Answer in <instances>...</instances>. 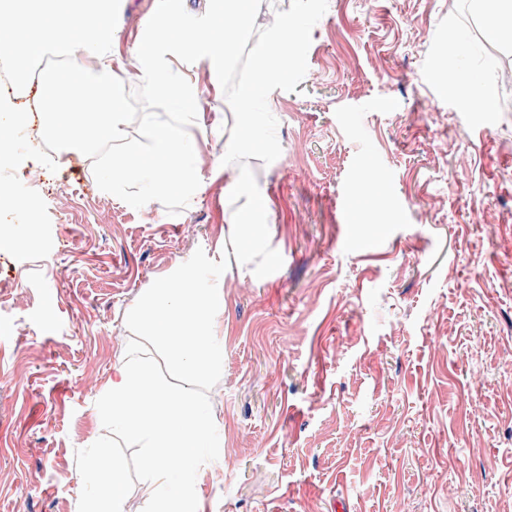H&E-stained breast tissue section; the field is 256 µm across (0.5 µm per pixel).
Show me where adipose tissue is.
Wrapping results in <instances>:
<instances>
[{
  "label": "adipose tissue",
  "instance_id": "obj_1",
  "mask_svg": "<svg viewBox=\"0 0 512 512\" xmlns=\"http://www.w3.org/2000/svg\"><path fill=\"white\" fill-rule=\"evenodd\" d=\"M90 0H0V46H21L22 54L13 66L24 74V66L45 56L50 45L69 48L81 35L76 18ZM95 38L85 43L83 54L64 70L48 74L38 91V108L48 139L77 152L94 140H117L124 133L122 117L126 100L119 89L122 63L113 42L109 8L97 13ZM89 94L91 112L78 118L63 102L66 93Z\"/></svg>",
  "mask_w": 512,
  "mask_h": 512
}]
</instances>
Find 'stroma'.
Segmentation results:
<instances>
[{
	"label": "stroma",
	"mask_w": 512,
	"mask_h": 512,
	"mask_svg": "<svg viewBox=\"0 0 512 512\" xmlns=\"http://www.w3.org/2000/svg\"><path fill=\"white\" fill-rule=\"evenodd\" d=\"M158 0H112L126 89ZM468 32L467 44L455 43ZM512 68L468 0H328L295 91L274 90L280 157L248 163L283 258L218 280L221 449L198 512H512V88L478 109L448 77ZM203 118L178 215L101 191L16 129L0 159V512H78L75 453L132 337L126 315L196 249L230 248L234 116L206 60L174 61Z\"/></svg>",
	"instance_id": "1"
}]
</instances>
